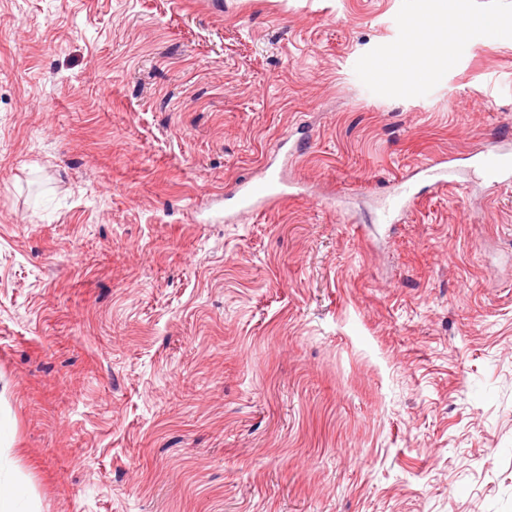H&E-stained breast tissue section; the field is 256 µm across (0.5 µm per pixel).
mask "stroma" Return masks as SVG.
I'll list each match as a JSON object with an SVG mask.
<instances>
[{
  "mask_svg": "<svg viewBox=\"0 0 512 512\" xmlns=\"http://www.w3.org/2000/svg\"><path fill=\"white\" fill-rule=\"evenodd\" d=\"M440 5L0 0L16 512H512V185L471 176L512 130V0L404 85ZM270 163L295 197L226 223ZM448 162H437L432 158H428L416 169L418 172L424 173L425 176L429 177V179L433 181L434 186L443 190L457 183L454 179L451 178L454 174L455 168L448 165ZM390 196L391 203L383 212V221L386 224H394L395 214L409 210L414 202L415 195L408 185L395 184L386 192Z\"/></svg>",
  "mask_w": 512,
  "mask_h": 512,
  "instance_id": "stroma-1",
  "label": "stroma"
}]
</instances>
